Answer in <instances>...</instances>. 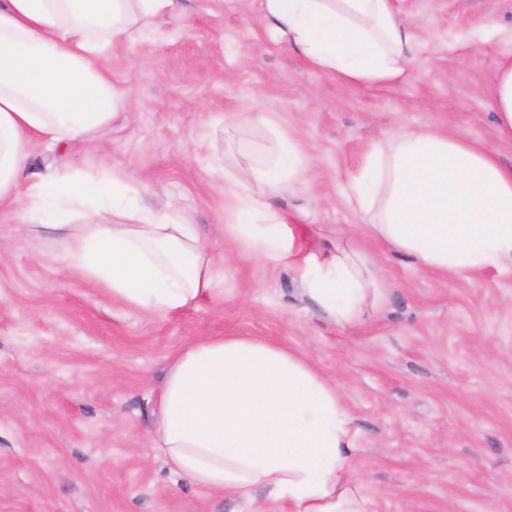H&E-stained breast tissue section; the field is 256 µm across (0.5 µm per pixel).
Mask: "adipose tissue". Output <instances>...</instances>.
Here are the masks:
<instances>
[{
    "mask_svg": "<svg viewBox=\"0 0 512 512\" xmlns=\"http://www.w3.org/2000/svg\"><path fill=\"white\" fill-rule=\"evenodd\" d=\"M262 15L316 70L361 86L409 78L417 44L394 0H261ZM175 0H0V204L17 205L36 238L61 241L65 271L114 302L157 316L218 299L230 276L185 212L137 204L120 168L26 176L33 136L71 144L111 123L128 92L112 82L113 41H136ZM498 135L512 141V56L488 87ZM251 124L269 143L239 149L222 225L239 258L288 268L340 325L357 323L380 284L351 243L295 233L271 200L303 171L296 142L270 113ZM347 200L362 229L415 266L466 277L512 272V165L431 127L373 144ZM152 445L206 490L291 512H370L348 468L351 420L335 383L302 356L251 336L182 349L162 385Z\"/></svg>",
    "mask_w": 512,
    "mask_h": 512,
    "instance_id": "adipose-tissue-1",
    "label": "adipose tissue"
}]
</instances>
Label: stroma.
Segmentation results:
<instances>
[{"instance_id": "1", "label": "stroma", "mask_w": 512, "mask_h": 512, "mask_svg": "<svg viewBox=\"0 0 512 512\" xmlns=\"http://www.w3.org/2000/svg\"><path fill=\"white\" fill-rule=\"evenodd\" d=\"M420 49L415 78L358 86L308 66L264 21L261 0H177L138 41L112 45L129 96L90 143L41 145L34 173L122 167L138 197L189 213L214 253L232 202L214 160L224 126L259 147L271 113L304 173L272 200L288 223L356 232L343 194L373 144L399 127L461 134L512 164L488 87L512 55V0H395ZM465 21L497 33L480 47ZM0 206V512H290L203 490L151 446L165 370L203 336H253L302 354L336 384L357 432L351 467L371 512H512V272L442 277L358 234L382 296L344 327L288 270L234 265L223 300L156 317L67 275L61 244Z\"/></svg>"}]
</instances>
